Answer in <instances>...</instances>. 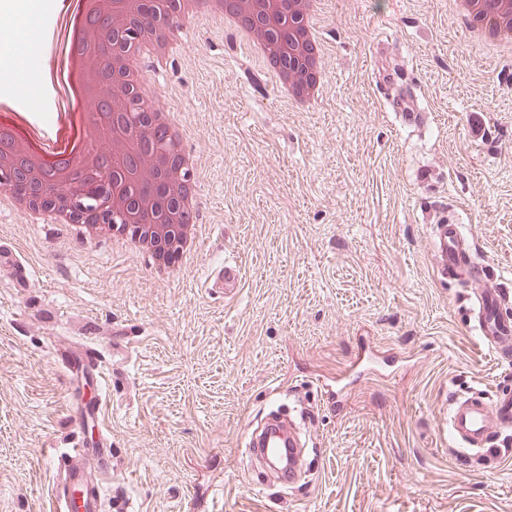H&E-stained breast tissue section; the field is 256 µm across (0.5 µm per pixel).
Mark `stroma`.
Here are the masks:
<instances>
[{"instance_id": "1", "label": "stroma", "mask_w": 512, "mask_h": 512, "mask_svg": "<svg viewBox=\"0 0 512 512\" xmlns=\"http://www.w3.org/2000/svg\"><path fill=\"white\" fill-rule=\"evenodd\" d=\"M29 58L21 93L52 130L61 100L42 81L46 21L0 14ZM328 81L305 110L278 100L258 62L216 23L189 26L186 50L152 81L183 114L201 159L197 259L168 280L149 254L110 237L85 245L64 226L0 209V512H46L56 453L100 444L71 417L95 394L51 364L93 343L106 356L115 478L135 512H512V457L479 468L448 445V403L512 388L470 329L467 289L437 280L428 238L454 205L486 285L512 294V52L472 40L450 0H330L321 23ZM413 84L420 128L391 108L379 67ZM241 290L209 292L219 260ZM405 354L384 381L325 389L363 345ZM311 410V475L248 491L237 439L278 394Z\"/></svg>"}]
</instances>
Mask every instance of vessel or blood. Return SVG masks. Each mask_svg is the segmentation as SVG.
<instances>
[{"label": "vessel or blood", "instance_id": "1", "mask_svg": "<svg viewBox=\"0 0 512 512\" xmlns=\"http://www.w3.org/2000/svg\"><path fill=\"white\" fill-rule=\"evenodd\" d=\"M393 109L409 126L421 125L425 115L417 106L416 94L407 90L393 100ZM432 250L437 257L436 272L441 279H452L461 284L477 285L473 300V323L481 343L493 354L497 362H512V318L505 316L506 295L497 288L484 287L488 267L475 252L470 236L454 217L440 214L432 230ZM210 291L224 295L237 294L240 273L236 263L227 262L211 269L206 278ZM61 366L67 378L89 377L96 385L105 382V366L99 350L86 347L79 359H62ZM379 367L375 357L361 348L349 361L336 383V397H344L346 387L359 379L378 377ZM107 403L104 399L93 401L83 415L74 417L75 429H83L86 421L96 422L101 435H108L106 425ZM512 429V390L497 389L485 392L475 389L452 400L448 409V430L457 453L479 463L490 459L495 438L499 432ZM246 447L252 457L262 461L272 460L279 448H287L288 464L273 470V483L283 487L299 486L301 477L300 445L296 437H285L277 420L266 418L247 437ZM110 447L89 452L83 443H75L61 457L57 477L48 490V512H102L110 507L112 512H130L125 499L113 498L103 504L99 493L101 478L111 476Z\"/></svg>", "mask_w": 512, "mask_h": 512}]
</instances>
